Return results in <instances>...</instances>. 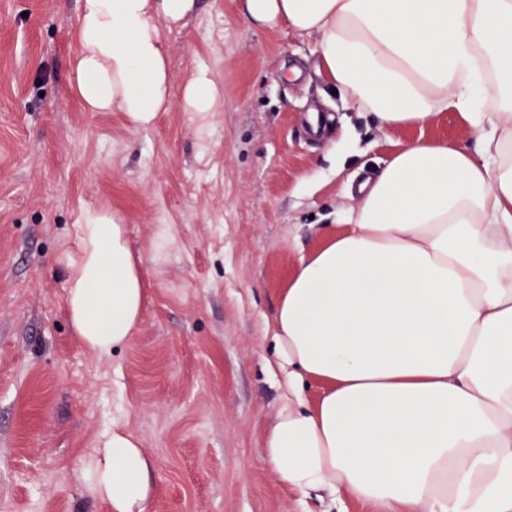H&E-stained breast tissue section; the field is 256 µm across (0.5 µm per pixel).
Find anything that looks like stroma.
<instances>
[{"label": "stroma", "mask_w": 512, "mask_h": 512, "mask_svg": "<svg viewBox=\"0 0 512 512\" xmlns=\"http://www.w3.org/2000/svg\"><path fill=\"white\" fill-rule=\"evenodd\" d=\"M80 8L0 0V512H105L79 466L115 424L154 460L146 512H322L262 452L284 394L266 330L279 292L394 151L478 132L450 111L380 131L318 74L312 39L252 28L241 0H199L163 29L173 105L138 129L71 92ZM199 68L220 111L180 105ZM101 207L126 225L147 288L136 333L108 358L65 310L75 226Z\"/></svg>", "instance_id": "35a3bbf8"}]
</instances>
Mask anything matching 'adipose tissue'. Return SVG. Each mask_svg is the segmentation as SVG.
Listing matches in <instances>:
<instances>
[{"label": "adipose tissue", "mask_w": 512, "mask_h": 512, "mask_svg": "<svg viewBox=\"0 0 512 512\" xmlns=\"http://www.w3.org/2000/svg\"><path fill=\"white\" fill-rule=\"evenodd\" d=\"M196 0H82L72 92L139 129L172 105L162 26ZM256 27L314 38L317 71L378 128L460 113L475 144L396 150L301 254L269 325L288 390L263 454L288 490L377 512H512V0H244ZM219 91L197 69L189 112ZM66 307L90 349L136 332L145 276L125 225L86 211ZM315 399H308L309 390ZM107 512H146L153 462L113 426L81 463Z\"/></svg>", "instance_id": "obj_1"}]
</instances>
